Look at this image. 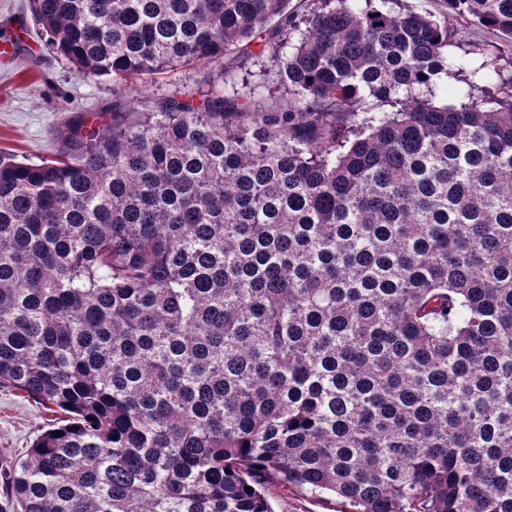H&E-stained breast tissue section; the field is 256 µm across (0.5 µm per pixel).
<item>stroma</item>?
Instances as JSON below:
<instances>
[{"mask_svg": "<svg viewBox=\"0 0 512 512\" xmlns=\"http://www.w3.org/2000/svg\"><path fill=\"white\" fill-rule=\"evenodd\" d=\"M15 33L21 37L15 54L0 56V151L36 162L57 152L52 131L67 109L111 107L112 80L82 76L57 57L32 21L29 0H0V41ZM469 49L477 64L482 52L497 54L504 75L512 74V39L476 23L457 24L448 53ZM63 418L17 391L0 388V480L38 435ZM265 496L271 512H346L342 499L332 494L270 484Z\"/></svg>", "mask_w": 512, "mask_h": 512, "instance_id": "obj_1", "label": "stroma"}]
</instances>
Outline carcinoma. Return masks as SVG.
I'll use <instances>...</instances> for the list:
<instances>
[{
	"label": "carcinoma",
	"instance_id": "obj_1",
	"mask_svg": "<svg viewBox=\"0 0 512 512\" xmlns=\"http://www.w3.org/2000/svg\"><path fill=\"white\" fill-rule=\"evenodd\" d=\"M289 2L30 0L113 99L0 154V388L66 413L0 512H512V80L448 57L512 0ZM192 76H196V73L192 71L185 72L180 70L170 72L169 74L159 75L158 83H153L148 80V82L139 86V90L141 92L140 95L142 96L143 100L149 101L153 96V92H156L157 86H162V88H174L173 85H179L182 82H185V80L188 81V78ZM167 84H172V86ZM265 496L272 512H346L343 499L332 494L312 495L304 490L268 484Z\"/></svg>",
	"mask_w": 512,
	"mask_h": 512
}]
</instances>
